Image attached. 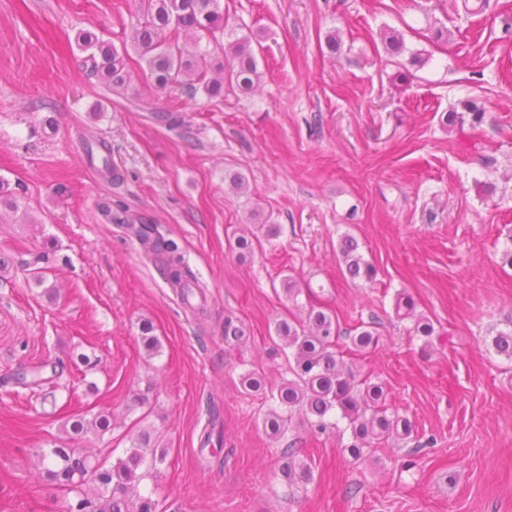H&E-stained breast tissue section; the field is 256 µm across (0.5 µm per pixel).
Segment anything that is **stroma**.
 I'll use <instances>...</instances> for the list:
<instances>
[{"label": "stroma", "instance_id": "stroma-1", "mask_svg": "<svg viewBox=\"0 0 512 512\" xmlns=\"http://www.w3.org/2000/svg\"><path fill=\"white\" fill-rule=\"evenodd\" d=\"M237 34L259 39L262 74L223 100L157 92L137 55L127 95L107 91L75 37L90 29L128 42L136 0H0V180L34 224L0 221V512H65L38 477L35 454L56 444L124 457L136 426L167 449L140 486L160 512H512V361L489 347L512 319V0L469 15L464 0H221ZM393 32L406 54L390 55ZM338 34L341 53L326 39ZM178 113L169 127L137 102ZM477 101L482 125L446 123ZM105 142L121 175L103 178L87 143ZM241 173L251 197L233 194ZM161 224L206 286L184 305L101 200ZM274 224L245 257L227 238ZM355 236L376 271L347 281L338 243ZM50 270L36 284L24 263ZM302 293L290 302L284 278ZM405 292L435 332L398 320ZM203 306L194 316L192 306ZM342 330L373 323L377 342L344 351L382 381L411 438L353 463L350 435L293 421L272 438L270 403L241 377L288 375L273 352L276 322L310 307ZM245 336L224 342V321ZM160 341L148 354L141 325ZM90 360L42 400L18 373L73 352ZM145 395L147 418L130 405ZM112 409L103 438L67 435L72 416ZM215 446L201 448L204 431ZM311 467L300 486L280 476L281 452Z\"/></svg>", "mask_w": 512, "mask_h": 512}]
</instances>
